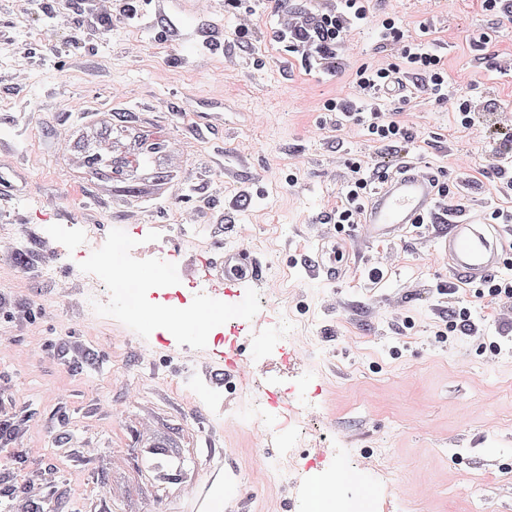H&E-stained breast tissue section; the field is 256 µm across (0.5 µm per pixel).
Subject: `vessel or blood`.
Segmentation results:
<instances>
[{
    "label": "vessel or blood",
    "instance_id": "obj_1",
    "mask_svg": "<svg viewBox=\"0 0 512 512\" xmlns=\"http://www.w3.org/2000/svg\"><path fill=\"white\" fill-rule=\"evenodd\" d=\"M437 179L417 159L411 158L385 180L377 181L367 200L364 219L358 226L361 236L371 240L396 241L411 227L433 217L437 208ZM445 230L435 239L437 254L446 259L455 280L462 286L474 287L483 283L493 272L502 269L512 259V227L504 224H485L458 210H449ZM339 247L320 248L314 266L326 275H342ZM181 274L197 272L224 283L228 288H247L264 280L263 268L246 247L225 251L223 257L196 264L181 262ZM211 310H202L180 317L175 323L178 331L204 335L211 327ZM203 384L223 385L227 381L241 384L252 379L251 363L243 357L225 359L223 364H201ZM138 445L149 454L155 467L164 469L168 481L175 485L180 499L192 505V512H224V467L219 460L225 451L211 448L209 466L199 480L183 484L180 461V442L149 428L138 432Z\"/></svg>",
    "mask_w": 512,
    "mask_h": 512
}]
</instances>
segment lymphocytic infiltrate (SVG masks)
<instances>
[{
  "mask_svg": "<svg viewBox=\"0 0 512 512\" xmlns=\"http://www.w3.org/2000/svg\"><path fill=\"white\" fill-rule=\"evenodd\" d=\"M270 3L278 20L277 27L272 30L274 41L302 62L321 67L323 75L329 77L335 76L338 61L349 49L355 31L370 21L366 0H329L326 9L309 13L293 10L288 0H270ZM381 35L384 41L400 45L404 66L357 69L355 84L359 100L337 97L329 100L327 111L336 113L346 125L362 130L379 148L394 151L411 142L413 135L391 114L379 111L377 100L380 91L400 83L402 75L406 74L414 79L418 88L450 106L457 126L463 129L474 126L475 111L470 100L460 94L459 82L449 79L442 58L435 50L426 43L406 39L392 14L382 18ZM111 122V113L101 112L94 123L59 129L56 138L62 152L71 153L74 141L85 137L94 140L104 154L132 155L130 145L98 138L99 128ZM348 168L349 175L341 189V203L333 217L340 231L359 223L366 192L378 173L377 168L361 160L349 163Z\"/></svg>",
  "mask_w": 512,
  "mask_h": 512,
  "instance_id": "obj_1",
  "label": "lymphocytic infiltrate"
}]
</instances>
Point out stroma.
<instances>
[{
    "mask_svg": "<svg viewBox=\"0 0 512 512\" xmlns=\"http://www.w3.org/2000/svg\"><path fill=\"white\" fill-rule=\"evenodd\" d=\"M88 3L0 0V225L21 232L28 258L21 279L0 286V507L29 485L40 490L29 512H140L165 502L170 489L140 464L134 428L145 422L194 448L181 468L187 480L207 463V443L228 449L224 503L243 512H305V487L340 468L361 472L372 512H512V308L484 307L458 288V304L490 336L439 337L448 264L423 228L386 245L348 235L341 279L315 278L309 266L319 243L337 237L330 218L348 160L374 164L382 155L363 132L337 125L325 104L352 93L358 68L400 64L399 48L366 26L338 76L325 79L273 41L267 0H243L252 19L245 33L227 5L184 13L171 0H136L131 19L116 0L111 16L69 46V25ZM368 7L376 17L395 14L435 48L449 76L473 78L470 130L412 85L382 103L413 134L400 158L439 174L451 207L483 218L512 207L494 174L498 146L483 133L489 120L512 116V20L481 0ZM22 51L32 65L18 78ZM105 111L166 132L171 180L126 197L64 176L56 131ZM48 198L58 208H45ZM179 221L211 249L234 245L232 226L247 225L248 245L266 265L263 286L250 291L262 308L246 317L239 349L253 364L255 391L313 399L294 452L320 455L322 465L295 471L289 484L266 482L263 463L281 449L261 443L257 427L217 428L221 407L241 405L245 387L216 388V401L201 403L195 362L219 358L211 337L167 335L131 317L111 285L112 314L94 327L83 292L66 287L70 273L102 268L96 253L65 257L80 225H97L109 244L129 242L117 259L146 277L162 225ZM376 264L383 275L372 281ZM285 315L300 335L288 351L273 338ZM493 337L502 344L495 357ZM116 409L122 419H113ZM16 420L27 426L18 440L5 431ZM115 454L125 468L112 469Z\"/></svg>",
    "mask_w": 512,
    "mask_h": 512,
    "instance_id": "obj_1",
    "label": "stroma"
}]
</instances>
